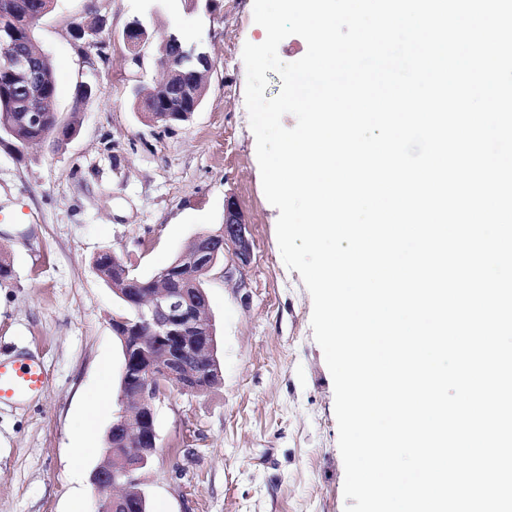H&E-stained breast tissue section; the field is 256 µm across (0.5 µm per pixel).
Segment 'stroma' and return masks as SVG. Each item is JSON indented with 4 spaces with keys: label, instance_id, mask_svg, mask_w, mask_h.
<instances>
[{
    "label": "stroma",
    "instance_id": "stroma-1",
    "mask_svg": "<svg viewBox=\"0 0 512 512\" xmlns=\"http://www.w3.org/2000/svg\"><path fill=\"white\" fill-rule=\"evenodd\" d=\"M150 0H55L35 29L58 68L60 123L79 112L64 150L53 139L17 155L0 143V249L15 277L0 283V361L32 357L45 391L0 403V512H96L90 482L103 458L122 363L112 331L123 306L93 268L103 251L135 273L166 266L196 233L219 228L233 200L252 257L237 280L221 268L205 288L221 382L156 406L160 446L146 474L149 512H344L334 387L311 327L313 302L284 264L278 209L266 199L245 105V43H260L253 0L211 13L160 0L152 42L174 25L215 61L189 121L153 125L134 106L125 25ZM104 18L105 46L84 63L69 25ZM95 95L77 104L80 80ZM91 444L83 460L74 450Z\"/></svg>",
    "mask_w": 512,
    "mask_h": 512
}]
</instances>
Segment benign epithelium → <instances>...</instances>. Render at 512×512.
<instances>
[{
    "label": "benign epithelium",
    "instance_id": "benign-epithelium-1",
    "mask_svg": "<svg viewBox=\"0 0 512 512\" xmlns=\"http://www.w3.org/2000/svg\"><path fill=\"white\" fill-rule=\"evenodd\" d=\"M47 4L34 14L22 10L20 0H0V108L19 113L24 125L43 121L46 110L39 104L50 101L42 60L50 57L45 49L35 55L30 45L35 23L51 11ZM157 12L151 7L134 17L124 30L129 52L127 61L139 70L144 67L145 47L150 43L149 21ZM103 21H73L72 37L81 42L80 52L103 46L100 34ZM163 79L150 87L137 86L134 94L150 102L156 113L155 124L169 127L173 118L188 120L199 110L204 98L201 77L210 76L215 62L200 40L188 39L177 27L156 46L153 54ZM182 251L180 269L182 287L150 288L134 304L135 319L112 317V330L122 347V367L117 396V410L112 415V446L91 475L100 489L110 486L116 494L99 501L97 512H125L128 504H145L143 472L158 445L155 402L176 388L188 395L208 392L221 380L216 357V341L204 282L209 272L223 264L224 280L231 281L251 260V242L234 202L224 206V224L217 231H203ZM191 350L194 360L209 368L206 380H196L191 365L181 358Z\"/></svg>",
    "mask_w": 512,
    "mask_h": 512
}]
</instances>
